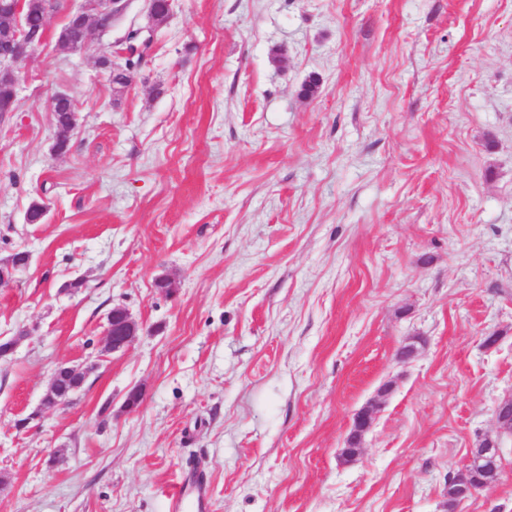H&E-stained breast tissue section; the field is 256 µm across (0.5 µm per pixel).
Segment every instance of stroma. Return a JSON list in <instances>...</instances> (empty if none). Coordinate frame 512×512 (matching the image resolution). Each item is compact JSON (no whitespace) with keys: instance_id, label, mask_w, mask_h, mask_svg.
Returning a JSON list of instances; mask_svg holds the SVG:
<instances>
[{"instance_id":"1","label":"stroma","mask_w":512,"mask_h":512,"mask_svg":"<svg viewBox=\"0 0 512 512\" xmlns=\"http://www.w3.org/2000/svg\"><path fill=\"white\" fill-rule=\"evenodd\" d=\"M65 20L18 61L0 116V258L30 255L0 283V512H164L197 474L210 512H446L486 437L499 478L457 512H512L495 422L512 395V0H174L157 26L130 0L79 52L57 44ZM147 26L114 92L97 59ZM58 93L78 110L59 155ZM117 305L141 331L110 353ZM63 363L86 381L42 408ZM474 448L471 449L468 458L463 462L461 467L458 469L455 476L456 487L452 497L451 488L449 483L452 475H448V502H452L454 499L459 503L469 499L477 491V487L470 482L469 476L471 474L469 466L473 461L472 453ZM454 498V499H453ZM447 502V504H448Z\"/></svg>"}]
</instances>
